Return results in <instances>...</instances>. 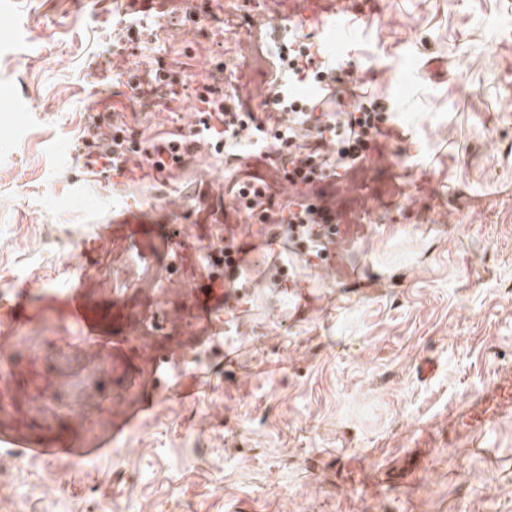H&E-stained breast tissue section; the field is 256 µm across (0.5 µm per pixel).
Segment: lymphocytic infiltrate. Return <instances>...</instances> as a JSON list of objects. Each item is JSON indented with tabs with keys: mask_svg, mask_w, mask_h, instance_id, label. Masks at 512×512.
Segmentation results:
<instances>
[{
	"mask_svg": "<svg viewBox=\"0 0 512 512\" xmlns=\"http://www.w3.org/2000/svg\"><path fill=\"white\" fill-rule=\"evenodd\" d=\"M267 59L275 70L291 72L298 78L315 75L318 81L326 83L324 97L328 100L334 97L335 86L345 82L343 71L317 68L313 58H302L297 51L271 53ZM197 98L204 105L199 113L201 130L189 135L153 136L144 146L135 148L127 145L124 125L115 118V106L90 114L82 135L85 158L101 160L120 173L146 168L162 174L169 170L168 160L186 164L202 146L210 144V131L218 123L224 128V161L233 165L241 159L242 143L251 142L267 120H275L276 152L263 155L260 171L247 172L243 180L231 187L230 202L217 207L208 205L210 185L198 182L196 221L220 224L225 231H232L234 225L251 217L255 208L264 205L276 209L272 188L276 182L285 180L308 187L310 196L295 204L287 215L278 216L274 228L285 242L325 254L331 240L317 217L334 213L349 219L351 210L342 196L344 185L358 171L362 152L378 146L386 135L384 102L366 93L353 111L317 114L276 93L268 98L272 111L261 117L252 112L250 98L238 92L221 97L214 86L206 84Z\"/></svg>",
	"mask_w": 512,
	"mask_h": 512,
	"instance_id": "f902f5d3",
	"label": "lymphocytic infiltrate"
}]
</instances>
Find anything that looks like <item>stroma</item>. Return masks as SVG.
Segmentation results:
<instances>
[{
  "mask_svg": "<svg viewBox=\"0 0 512 512\" xmlns=\"http://www.w3.org/2000/svg\"><path fill=\"white\" fill-rule=\"evenodd\" d=\"M196 3L189 19L128 0H0V294L13 299L0 512H96L103 498L112 512H512V416L453 424L512 370V0H361L320 34L312 0ZM249 18L272 51L299 36L348 44L325 58L367 83L399 134L386 159L370 152L366 227L333 265L247 223L238 242L260 259L217 310L165 279L190 250L182 275L201 281L225 234L197 223L194 197L204 175L211 204L228 201L223 155L163 180L93 175L81 136L155 59L179 95L165 112L136 105L139 138L189 133L209 72L221 94L240 83L264 100L266 64L224 40L225 21ZM267 254L287 263L284 286ZM76 287L107 314L94 347ZM106 440L122 461L30 454Z\"/></svg>",
  "mask_w": 512,
  "mask_h": 512,
  "instance_id": "35a3bbf8",
  "label": "stroma"
}]
</instances>
